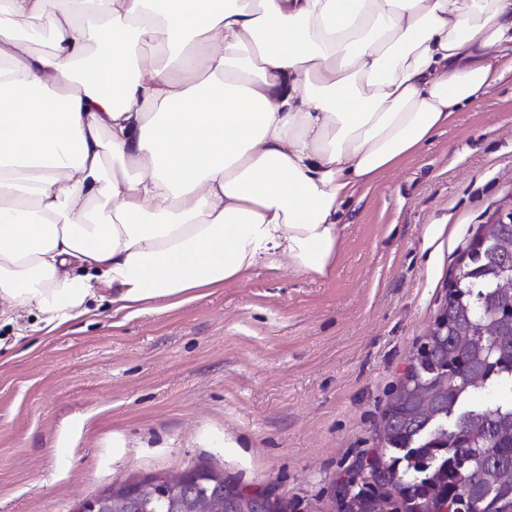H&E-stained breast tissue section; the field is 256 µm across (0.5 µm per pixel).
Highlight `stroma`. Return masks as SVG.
Returning a JSON list of instances; mask_svg holds the SVG:
<instances>
[{
    "instance_id": "obj_1",
    "label": "stroma",
    "mask_w": 512,
    "mask_h": 512,
    "mask_svg": "<svg viewBox=\"0 0 512 512\" xmlns=\"http://www.w3.org/2000/svg\"><path fill=\"white\" fill-rule=\"evenodd\" d=\"M512 195V72L346 205L331 279L260 263L190 301L102 302L62 333L0 322V512H80L206 463L338 512L479 224ZM30 334L16 339L18 328Z\"/></svg>"
}]
</instances>
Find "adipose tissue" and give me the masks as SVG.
Wrapping results in <instances>:
<instances>
[{"label": "adipose tissue", "instance_id": "ef3b65f1", "mask_svg": "<svg viewBox=\"0 0 512 512\" xmlns=\"http://www.w3.org/2000/svg\"><path fill=\"white\" fill-rule=\"evenodd\" d=\"M499 47L512 0H0V321L281 256L330 277L345 201L499 84Z\"/></svg>", "mask_w": 512, "mask_h": 512}]
</instances>
